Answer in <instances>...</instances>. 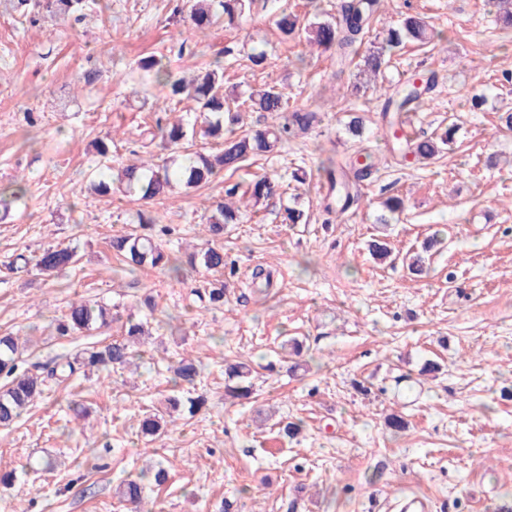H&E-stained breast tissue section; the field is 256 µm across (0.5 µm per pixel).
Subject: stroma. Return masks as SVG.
Wrapping results in <instances>:
<instances>
[{
  "instance_id": "1",
  "label": "stroma",
  "mask_w": 512,
  "mask_h": 512,
  "mask_svg": "<svg viewBox=\"0 0 512 512\" xmlns=\"http://www.w3.org/2000/svg\"><path fill=\"white\" fill-rule=\"evenodd\" d=\"M181 0H101L85 15H43L30 23L0 14V188L22 184L24 199L0 220V332L26 340L21 369L37 367L99 341L100 332L61 339L52 322L83 297L142 316L152 297L160 343L124 373L99 372L66 388L50 387L13 426L0 428V512H133L118 485L156 462L169 468L146 512H368L379 499L398 512L402 496L430 512H498L512 505V130L499 116L512 109V27L486 0H385L368 42L409 15L434 23L442 40L405 43L384 70L394 83L415 72L436 79L430 106L413 112L422 137L457 131L449 149L419 163L392 154L378 92L351 95L356 65L338 67L330 53L283 40L281 10L307 13L306 0H257L241 29L223 24L192 31ZM267 51L248 60V43ZM165 56L174 76L221 60L237 92L274 80L289 109H312L320 121L277 151L246 161L210 183L180 188L154 201L95 195L105 168L161 163L158 123L193 112L173 102L139 67ZM100 70L84 85L83 74ZM488 98L469 109L472 94ZM363 116V138L346 130ZM108 140L112 153L97 155ZM376 158L358 204L327 211L318 188L321 159L351 156L358 144ZM266 177L286 194L260 212L241 210L220 244L236 274L225 277L227 301L200 311L194 288L208 277L185 266L181 278L147 267L128 275L112 252L113 236L132 231L137 211L168 227L165 251L184 262L204 241L201 227L228 185ZM392 195L404 210L379 223ZM309 221L286 224V207ZM438 236L442 244L420 277L401 257ZM387 243L392 259L369 252ZM72 247L75 266L49 278L12 273L17 254ZM274 286L253 284L256 269ZM189 355L203 367L195 387L206 399L194 417L155 445L137 435L142 413L168 395V365ZM260 364L255 397L224 398V362ZM439 372L423 373L426 361ZM395 411L408 423H385ZM302 421L294 439L277 419ZM56 459L51 472L30 460Z\"/></svg>"
}]
</instances>
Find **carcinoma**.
Listing matches in <instances>:
<instances>
[{"label": "carcinoma", "instance_id": "1", "mask_svg": "<svg viewBox=\"0 0 512 512\" xmlns=\"http://www.w3.org/2000/svg\"><path fill=\"white\" fill-rule=\"evenodd\" d=\"M97 0H44L42 8L54 16L83 14ZM188 18L197 31L224 21V26L234 28L251 11L253 0H186ZM383 0H336V13L325 20H309L293 11L277 15L276 26L286 39L305 38V40L325 51H334L336 58L343 60L358 54L359 46L370 31L372 19L381 10ZM4 10L36 22L35 5L31 0H0ZM442 34L434 26L420 17L406 18L402 26L388 30L380 46L362 56L363 69L377 76L387 63V54L402 46L405 42H420L436 45ZM140 67L149 72L153 81L167 88L171 98L188 97L195 101L196 111L206 116L205 126L201 130H187L182 120L165 127H159L162 145L187 159L189 164L180 171L171 169L168 164L156 165L141 163L126 165L117 173L101 174L92 183V189L99 196H107L118 191L125 196H137L143 201L161 199L178 184L196 186L218 176L224 170H234L248 158L270 153L290 136L305 132L318 121V112L308 109L287 110L283 95L277 85L266 83L255 89L242 101L254 112H269L283 115V122L266 129L237 132L239 111L232 108L238 97L224 90V66L216 59L198 69L190 78H173L163 58L150 56L140 61ZM435 86V81L425 80L421 85L407 80L398 83L391 93L385 96L382 107L383 117L387 119L390 131L403 123L402 113L421 107ZM201 135L204 138L221 140L220 150L215 154L201 151L190 152L183 148L188 138ZM454 134L448 128L437 140H411L407 143L394 139L395 150L403 157L408 155L419 162L435 157L441 146L448 144ZM364 163L349 160L337 163L333 160L321 167L331 185L336 187V203L344 206L350 201V185L367 179L375 164L370 153L361 154ZM278 191V184L263 177L252 182L246 192L259 205ZM25 187L16 184L13 188L0 189V214L6 215L16 201L24 197ZM239 208L231 201L222 199L212 205L211 214L204 224L207 235H224V226L239 223ZM138 224L144 232L136 231L112 237V250L124 257L131 268L146 264L163 267L178 276L180 265L172 262L170 256L157 242L156 220L151 215L137 213ZM77 263L76 251L68 247H49L36 257L35 266L43 274L63 271ZM188 264L195 268L202 266L215 274L195 291V295L205 310L221 309L226 302L224 286V250L209 246L190 255ZM117 320L112 309L97 302L76 298L69 302L65 316L55 324V333L60 338H72L91 330L110 326ZM151 333L146 318L128 317L122 325L120 338L110 342L91 343L74 355L64 358L50 370V376L68 380L75 375L90 377L100 371L115 374L127 368L133 359L140 356L138 348L149 344ZM22 352L18 339L11 333L0 334V426L12 425L29 410L44 394L45 378L18 372V360ZM170 380L175 388H193L200 373L199 363L191 358H182L170 368ZM253 369L248 361L237 360L224 366V396L233 399H248L253 393L251 382ZM205 404V398L183 399L173 393L165 399V409L143 413L138 423V432L145 438L155 440L167 433L168 425L183 413L195 415ZM169 473L159 463L151 475H141L136 479L123 482L118 489L121 499L139 505L144 500L147 485L157 486L168 479Z\"/></svg>", "mask_w": 512, "mask_h": 512}]
</instances>
